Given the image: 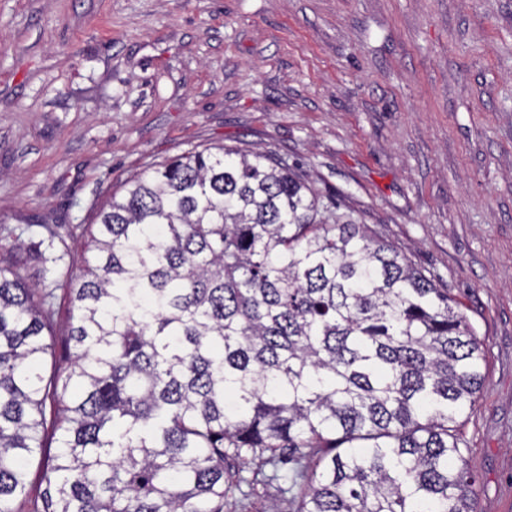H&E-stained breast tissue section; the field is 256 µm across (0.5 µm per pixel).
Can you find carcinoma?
Listing matches in <instances>:
<instances>
[{
  "label": "carcinoma",
  "instance_id": "obj_1",
  "mask_svg": "<svg viewBox=\"0 0 512 512\" xmlns=\"http://www.w3.org/2000/svg\"><path fill=\"white\" fill-rule=\"evenodd\" d=\"M342 207L270 151L151 164L88 228L48 374L47 295L0 263V512L33 481L26 512L246 510L258 483L290 512H475L484 343Z\"/></svg>",
  "mask_w": 512,
  "mask_h": 512
}]
</instances>
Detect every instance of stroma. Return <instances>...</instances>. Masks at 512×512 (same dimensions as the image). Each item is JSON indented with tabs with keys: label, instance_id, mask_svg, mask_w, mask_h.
<instances>
[{
	"label": "stroma",
	"instance_id": "stroma-1",
	"mask_svg": "<svg viewBox=\"0 0 512 512\" xmlns=\"http://www.w3.org/2000/svg\"><path fill=\"white\" fill-rule=\"evenodd\" d=\"M216 145L298 162L460 302L475 506L512 512V0H0V258L51 296L47 364L97 208Z\"/></svg>",
	"mask_w": 512,
	"mask_h": 512
}]
</instances>
